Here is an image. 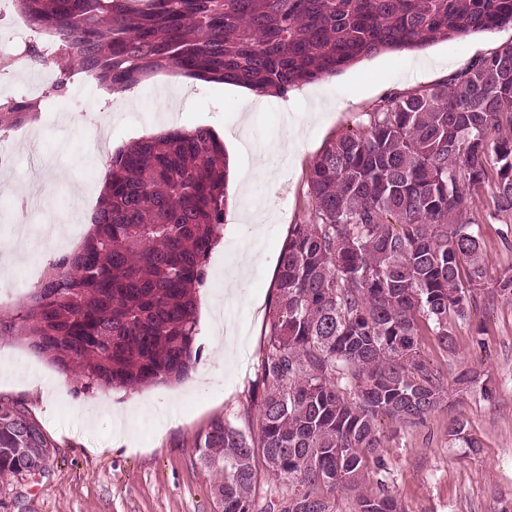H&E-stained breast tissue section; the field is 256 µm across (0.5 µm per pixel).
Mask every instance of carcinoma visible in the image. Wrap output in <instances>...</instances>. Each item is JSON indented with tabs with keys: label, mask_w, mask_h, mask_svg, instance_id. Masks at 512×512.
Instances as JSON below:
<instances>
[{
	"label": "carcinoma",
	"mask_w": 512,
	"mask_h": 512,
	"mask_svg": "<svg viewBox=\"0 0 512 512\" xmlns=\"http://www.w3.org/2000/svg\"><path fill=\"white\" fill-rule=\"evenodd\" d=\"M48 40L52 90L91 76L114 90L161 70L280 95L366 57L425 48L512 22V0H14ZM41 110L0 103V124ZM512 46L449 83L387 100L360 131L313 163L314 217L295 224L278 264L261 360L258 435L224 418L195 440L222 512H259L256 460L294 483L283 512H328L339 492L358 512L397 503L383 422L422 424L448 400L447 378L420 353L422 329L448 348L487 281L466 215L494 169L497 207L512 211ZM229 162L208 128L134 141L108 160L83 244L50 260L29 296L0 318L80 393L184 380L198 358V287L224 230ZM487 396L494 381L456 376ZM448 437L481 447L459 420ZM53 446L34 421L0 408V477L43 473Z\"/></svg>",
	"instance_id": "1"
}]
</instances>
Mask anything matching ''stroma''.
Listing matches in <instances>:
<instances>
[{
	"mask_svg": "<svg viewBox=\"0 0 512 512\" xmlns=\"http://www.w3.org/2000/svg\"><path fill=\"white\" fill-rule=\"evenodd\" d=\"M512 45V23L490 33L439 41L417 51H390L337 75L265 95L247 106L248 87L187 79L164 71L138 84L132 96L111 101L80 96L86 112L66 107L72 91L46 97V113L0 128L19 150L0 170V290L31 292L30 265L46 270L54 256L83 241L40 234L38 215L51 212L88 228L104 189L108 153L171 127L206 126L218 138L249 135L254 152L242 157L247 180L231 175L225 233L208 258L209 279L199 318L210 317L230 336L238 360L202 333L200 358L189 377L139 392L77 393L75 376L62 373L20 343L0 339V407L17 408L51 441L44 474L5 478L7 512H214L212 474L197 459L194 439L215 418L257 434L258 379L276 296L278 257L292 225L310 223L308 177L324 145L366 124L370 112L395 95L447 82L478 58ZM300 124L298 142L270 178L254 176ZM106 127L109 151L97 147L94 126ZM494 181L473 194L467 214L488 255L489 276L512 266V212L495 208ZM259 263L247 286L234 293L227 276L249 255ZM477 323H458L454 349L423 334L421 353L445 377L463 367L490 376L492 396L479 386L448 388V405L416 427H383L384 478L402 512H503L512 506V295L480 294ZM463 419L479 438L478 452L448 438L449 417Z\"/></svg>",
	"mask_w": 512,
	"mask_h": 512,
	"instance_id": "stroma-1",
	"label": "stroma"
}]
</instances>
